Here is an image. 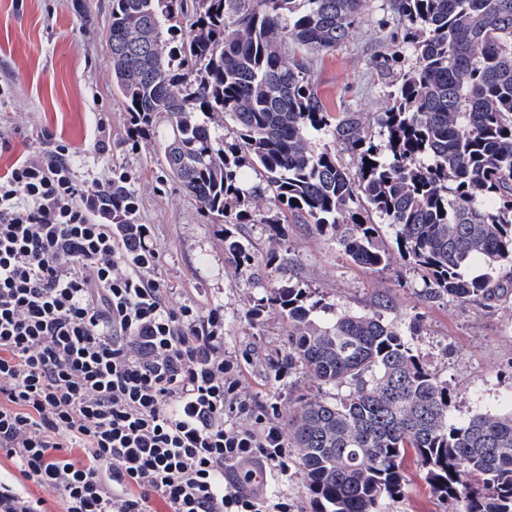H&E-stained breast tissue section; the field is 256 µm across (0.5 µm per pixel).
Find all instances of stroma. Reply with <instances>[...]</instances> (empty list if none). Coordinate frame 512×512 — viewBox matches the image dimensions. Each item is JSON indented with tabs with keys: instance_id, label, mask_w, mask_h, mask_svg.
<instances>
[{
	"instance_id": "1",
	"label": "stroma",
	"mask_w": 512,
	"mask_h": 512,
	"mask_svg": "<svg viewBox=\"0 0 512 512\" xmlns=\"http://www.w3.org/2000/svg\"><path fill=\"white\" fill-rule=\"evenodd\" d=\"M111 16L112 0H0V82L12 91L0 102V174L39 149L35 134L42 130L70 145L79 173L129 172L140 199V221L152 228L161 271L175 298L223 305L225 358L236 361L257 351L259 360L243 369L244 385L260 408L287 412L308 382L294 374L274 375L264 356L281 347L288 322L275 311L259 324L249 322L247 299L253 290L246 275L228 263L220 224L169 176L157 141L129 139L127 114L112 86ZM381 17L378 0H372L354 38L313 54L311 80L328 111H384V80L371 65L373 54L385 47ZM103 127L112 133V150L104 156L95 149ZM282 254L276 281L303 279L321 299L317 321L347 310L371 311L380 298L390 302L387 319H418L415 344L448 381L451 421L512 409V305L488 309L426 302L412 270L361 267L335 240L310 231L294 216L285 226ZM405 470L403 494L384 502L383 512H463V504L431 493L414 456L406 457ZM265 491L287 512L314 510L296 455H289L286 473L269 476Z\"/></svg>"
}]
</instances>
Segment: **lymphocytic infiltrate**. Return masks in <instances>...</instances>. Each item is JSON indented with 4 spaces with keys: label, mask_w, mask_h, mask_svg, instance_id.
<instances>
[{
    "label": "lymphocytic infiltrate",
    "mask_w": 512,
    "mask_h": 512,
    "mask_svg": "<svg viewBox=\"0 0 512 512\" xmlns=\"http://www.w3.org/2000/svg\"><path fill=\"white\" fill-rule=\"evenodd\" d=\"M38 138L0 176V512H45L30 482L62 512H267L288 441L224 357L223 306L176 301L111 178ZM136 198L130 186L112 174V221L116 224H137L131 219Z\"/></svg>",
    "instance_id": "1"
}]
</instances>
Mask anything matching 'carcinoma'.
<instances>
[{
  "label": "carcinoma",
  "instance_id": "1",
  "mask_svg": "<svg viewBox=\"0 0 512 512\" xmlns=\"http://www.w3.org/2000/svg\"><path fill=\"white\" fill-rule=\"evenodd\" d=\"M369 2L112 0V85L130 140L156 137L166 116L169 171L222 219L224 254L251 278L280 254L255 253L237 228L265 224L276 244L291 214L356 264L413 269L429 303H512V0H383L390 46L373 63L388 106L329 112L307 54L352 37ZM223 116L233 127L217 137L209 121ZM313 131L331 141L313 147ZM249 170L265 184L248 185ZM135 204L112 178V223H133ZM371 213L395 226L394 245ZM256 287L251 324L270 310L288 319L269 369L313 382L278 422L314 512H380L406 485L410 449L438 498L512 512V409L450 422L452 394L414 344L417 320H387L382 301L319 324L303 280Z\"/></svg>",
  "mask_w": 512,
  "mask_h": 512
}]
</instances>
